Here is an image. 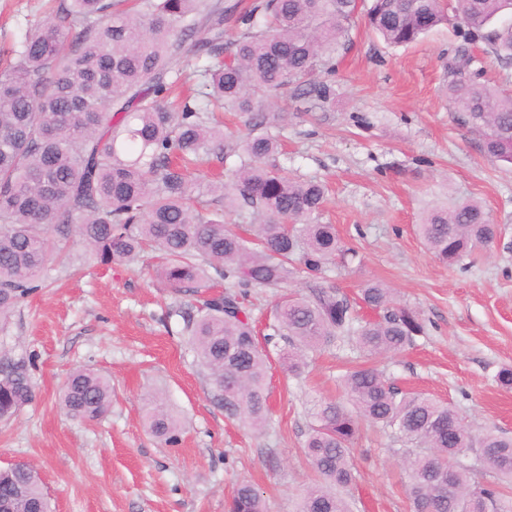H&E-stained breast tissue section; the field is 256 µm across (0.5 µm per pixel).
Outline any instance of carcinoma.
<instances>
[{
  "label": "carcinoma",
  "mask_w": 512,
  "mask_h": 512,
  "mask_svg": "<svg viewBox=\"0 0 512 512\" xmlns=\"http://www.w3.org/2000/svg\"><path fill=\"white\" fill-rule=\"evenodd\" d=\"M512 0H458L462 44L448 62V101L482 136L484 153L512 164V94L463 76L468 46L481 39L498 60L512 61V25L497 27ZM358 18V0H61L57 18L30 26L12 59L0 64V318L25 298L47 264L62 256L75 231L102 264L132 262L151 251L159 276L175 289L213 288L185 331L226 415L254 430L268 423L269 354L256 338L247 289L281 288L300 277L308 292L284 295L266 344L284 343L282 360L299 376L306 354L351 344L363 364L341 383L349 405L316 400L306 455L315 473L296 512H350L343 497L355 481L350 446L367 422L404 443L407 492L414 512H512V438H476L449 404L389 382L372 363L397 354L425 333L419 312L394 303L385 284L368 281L363 304L378 312L359 320L355 306L321 284L326 265L351 264L335 225L317 221L326 199L321 182L296 180L267 164L279 153L271 129L285 115L261 109V92L291 91L319 107L334 95L317 81ZM365 26L392 47L406 46L452 17L440 0H371ZM239 35L224 42L228 21ZM205 91L179 103L170 90L191 59ZM230 108L248 132L224 135L214 112ZM237 157L226 177L202 186L190 170ZM212 199L207 200L204 194ZM215 202L224 209L211 210ZM257 211L258 224L231 228L224 213ZM416 231L427 249L465 265L501 233L475 201L432 209ZM21 364H0V422L32 402ZM112 406V385L90 369L71 372L60 407L87 423ZM144 420L168 445L179 427L153 395ZM473 453L475 465L448 468ZM6 512H50L42 482L22 463L0 471ZM227 512H265L258 490L238 485Z\"/></svg>",
  "instance_id": "carcinoma-1"
}]
</instances>
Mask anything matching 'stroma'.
Masks as SVG:
<instances>
[{"instance_id":"obj_1","label":"stroma","mask_w":512,"mask_h":512,"mask_svg":"<svg viewBox=\"0 0 512 512\" xmlns=\"http://www.w3.org/2000/svg\"><path fill=\"white\" fill-rule=\"evenodd\" d=\"M59 3L0 0V52ZM460 43L444 25L391 47L359 23L324 77L335 91L326 109L289 92L259 100L289 115L277 132V166L326 183L323 219L358 254L350 266H330L326 285L354 300L365 282H383L425 321V334L380 370L401 388L450 403L474 435L510 437L512 388L496 375L512 367V167L485 155L480 133L449 107L448 60ZM469 54V73L512 92V64L481 41ZM451 197L480 202L502 228L467 269L439 262L415 232L427 209ZM70 244L66 263L49 264L39 288L0 320V363H25L35 386L19 416L0 422V467L35 465L53 512H225L243 482L260 492L266 512H294L314 480L304 453L310 401L344 400L339 376L356 351L309 353L293 378L270 347V422L251 430L226 416L196 361L184 330L194 295L169 288L151 255L103 265L78 239ZM79 367L112 382V406L95 423L58 404ZM149 393L178 418L177 445L146 428ZM351 461L352 512H412L399 442L363 430Z\"/></svg>"}]
</instances>
